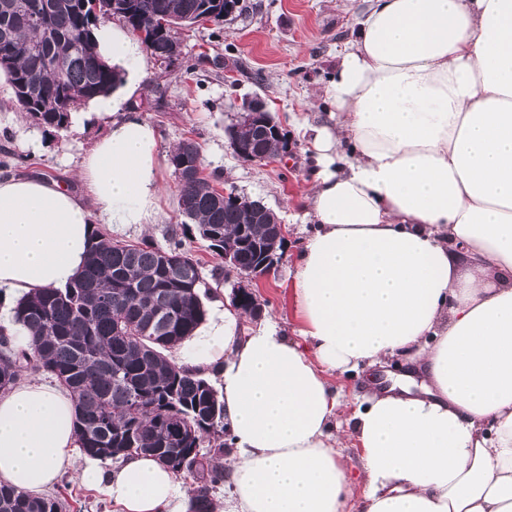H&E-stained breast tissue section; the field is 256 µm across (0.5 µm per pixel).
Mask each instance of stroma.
<instances>
[{
  "instance_id": "35a3bbf8",
  "label": "stroma",
  "mask_w": 512,
  "mask_h": 512,
  "mask_svg": "<svg viewBox=\"0 0 512 512\" xmlns=\"http://www.w3.org/2000/svg\"><path fill=\"white\" fill-rule=\"evenodd\" d=\"M355 0H241L228 20L203 22L176 31L181 54L171 63L146 55L147 76L125 104L159 131L160 219L147 230L133 227L119 241L150 239L167 246L178 236L201 267L208 299L230 301L237 277H225L224 260L215 255L193 226L185 225L170 152L183 140L198 143L207 172L239 195L261 200L285 224L289 235L282 259L261 288L264 323L294 335L298 317L293 273L310 227L304 224V195L310 184L309 145L296 119H325L331 105L322 95L335 61L351 37ZM260 97L280 123L288 154L274 163L238 158L224 130L236 120L245 97ZM96 120L70 124L59 133L46 132L19 109L11 87L0 74V148L23 156L27 174H43L80 189L78 162L103 132Z\"/></svg>"
}]
</instances>
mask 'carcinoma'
<instances>
[{"instance_id": "carcinoma-1", "label": "carcinoma", "mask_w": 512, "mask_h": 512, "mask_svg": "<svg viewBox=\"0 0 512 512\" xmlns=\"http://www.w3.org/2000/svg\"><path fill=\"white\" fill-rule=\"evenodd\" d=\"M44 17L26 20V0H0V67L23 112L49 132L67 129L71 114L110 93L122 82L120 70L97 61L94 30L106 22V0H42ZM211 0H129L120 14L128 28L144 26L146 49L176 40L174 30L187 15H201ZM171 23L162 28L161 21ZM173 169L191 175L178 181L182 216L209 248L224 252V235L236 237L239 269L261 262L270 227L256 209L224 203L205 173L194 142L169 154ZM199 263L182 239L168 247L144 241L126 244L101 237L80 275L64 288L24 297L15 321L32 336L33 356L18 350L0 329V389L6 391L23 370L42 371L73 396V429L81 451L112 458L114 448H132L171 466L169 449L186 452L185 470L193 486V512H215L214 493L224 480V409L207 379L172 362L169 352L193 335L206 316ZM150 328L148 335L137 332ZM208 429L200 455L197 436L179 422ZM58 494L33 496L0 484V512H66Z\"/></svg>"}]
</instances>
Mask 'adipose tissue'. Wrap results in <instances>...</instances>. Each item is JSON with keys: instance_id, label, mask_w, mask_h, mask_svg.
Returning a JSON list of instances; mask_svg holds the SVG:
<instances>
[{"instance_id": "adipose-tissue-1", "label": "adipose tissue", "mask_w": 512, "mask_h": 512, "mask_svg": "<svg viewBox=\"0 0 512 512\" xmlns=\"http://www.w3.org/2000/svg\"><path fill=\"white\" fill-rule=\"evenodd\" d=\"M96 39L144 79L128 30ZM325 95L327 122L299 124L315 170L295 335L242 331L218 302L180 345L185 367L219 380L236 449L223 512H512V0H369ZM79 117L105 124L83 192L0 178V325L22 349L13 301L74 279L97 225L159 220L155 127L113 97ZM392 359L411 373L354 403L329 380ZM75 412L49 384L0 393V482L34 493L70 473L116 512H191L153 457L76 462Z\"/></svg>"}]
</instances>
